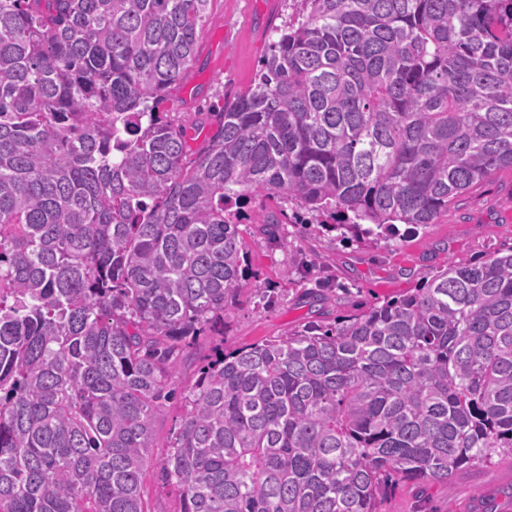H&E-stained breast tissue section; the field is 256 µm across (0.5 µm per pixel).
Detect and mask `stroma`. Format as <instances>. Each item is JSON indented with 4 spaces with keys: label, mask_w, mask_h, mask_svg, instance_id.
I'll return each mask as SVG.
<instances>
[{
    "label": "stroma",
    "mask_w": 512,
    "mask_h": 512,
    "mask_svg": "<svg viewBox=\"0 0 512 512\" xmlns=\"http://www.w3.org/2000/svg\"><path fill=\"white\" fill-rule=\"evenodd\" d=\"M298 8L296 0H212L196 60L173 92L178 114L207 112L225 92L247 89L262 57ZM249 245V278L272 289L271 304L243 295L224 317L223 331L197 336L178 367L177 380L195 376L218 347L281 336L310 321L331 323L353 309L396 299L426 281L448 260L467 263L512 246V171L502 170L458 198L447 214L419 233L376 245L288 218L279 235L241 225ZM178 415L167 405L154 418L155 447L146 464L148 512H174L178 496L157 478L167 437ZM378 512H512V458L461 471L446 482H403L391 487Z\"/></svg>",
    "instance_id": "35a3bbf8"
}]
</instances>
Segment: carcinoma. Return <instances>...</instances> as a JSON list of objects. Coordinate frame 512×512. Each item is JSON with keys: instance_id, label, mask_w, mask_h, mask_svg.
Listing matches in <instances>:
<instances>
[{"instance_id": "carcinoma-1", "label": "carcinoma", "mask_w": 512, "mask_h": 512, "mask_svg": "<svg viewBox=\"0 0 512 512\" xmlns=\"http://www.w3.org/2000/svg\"><path fill=\"white\" fill-rule=\"evenodd\" d=\"M212 0H0V512H377L512 455V247L332 326L190 340L251 292L266 201L389 242L512 169V0H299L188 145L170 91ZM221 339L219 329H206L197 336L179 364L176 384L186 383L195 376L200 364L217 350ZM177 405L168 404L165 409L157 413L154 418L155 446L152 448L151 459L146 464L144 479V499L149 512H173L176 508L178 496L169 486H163L157 478L156 463L162 458L167 448V437L175 425L178 416Z\"/></svg>"}]
</instances>
